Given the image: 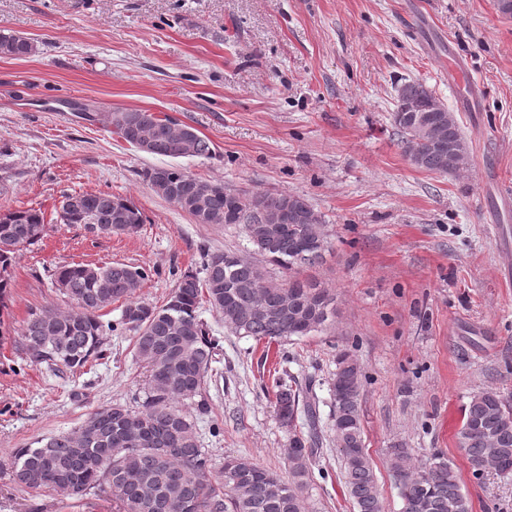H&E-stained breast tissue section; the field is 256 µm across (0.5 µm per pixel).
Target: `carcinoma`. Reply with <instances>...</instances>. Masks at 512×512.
Masks as SVG:
<instances>
[{
  "instance_id": "1",
  "label": "carcinoma",
  "mask_w": 512,
  "mask_h": 512,
  "mask_svg": "<svg viewBox=\"0 0 512 512\" xmlns=\"http://www.w3.org/2000/svg\"><path fill=\"white\" fill-rule=\"evenodd\" d=\"M34 51L25 37L0 32V55L22 57ZM415 98L418 112L397 111L392 122L402 136L406 156L428 173H455L467 167L451 162L449 150L466 146L454 114L435 110L433 93L420 81L405 83L399 99ZM114 132L132 146L146 136L155 155L169 159L209 158L213 149L189 125L130 110L108 116ZM439 126L442 141L410 137L408 129ZM155 193L176 198L179 207L201 224H240L258 253L290 273L274 281L254 263H238L234 252L208 256L204 276L183 275L166 304L132 301L148 274L124 263H69L57 268L55 283L75 303L71 310L33 312L23 327L20 346L34 362L75 369L102 353L103 332L136 333V356L149 373L144 400L136 407L116 405L90 414L76 434L51 436L38 448H18L11 456L16 483L38 495L78 497L105 482L116 512H307L305 490L313 480L312 459L319 448L316 405L287 372L272 380L276 415L293 431L298 420L308 431L294 435L288 455L290 477L283 479L245 456H229L218 479L213 459L201 447L192 422L179 403L201 399L216 340L197 315L201 301L224 314V324L266 347L324 330L336 315L335 297L301 270L324 261L322 216L309 201L283 192H249L194 177L178 165L146 175ZM60 221L95 228L103 236L129 234L144 223L130 200L109 193L64 197ZM95 224H88L89 218ZM44 213L35 208L0 213V301L7 296L9 273L19 252L47 234ZM127 300L120 320L105 324L98 312ZM363 370L349 352L336 356L331 389L332 431L342 449L346 490L357 512H385L361 423ZM473 477L492 468L512 473V408L493 390L478 392L464 408L456 434ZM402 512H471L453 463L440 458L400 471Z\"/></svg>"
}]
</instances>
